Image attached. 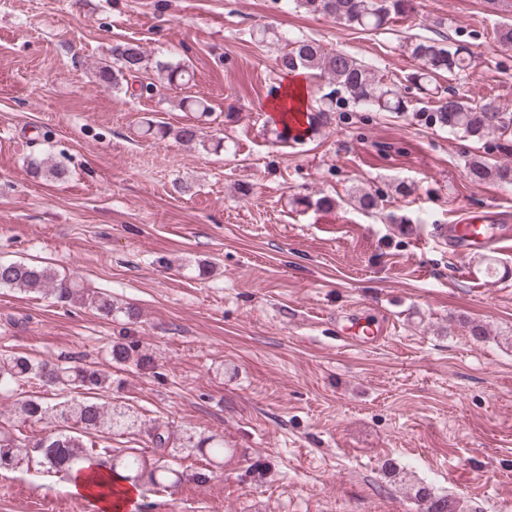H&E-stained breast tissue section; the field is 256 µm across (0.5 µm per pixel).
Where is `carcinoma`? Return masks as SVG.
Listing matches in <instances>:
<instances>
[{"label": "carcinoma", "instance_id": "1", "mask_svg": "<svg viewBox=\"0 0 512 512\" xmlns=\"http://www.w3.org/2000/svg\"><path fill=\"white\" fill-rule=\"evenodd\" d=\"M285 5L304 8L337 23L362 31L385 29L393 20L412 10V0H284ZM285 50L276 59L279 73L290 76L299 71L327 81L330 91L314 100L307 109V126L292 131L289 125L274 131L280 143H298L314 137L332 121V115L352 106L363 111L403 113L410 109L409 100L394 83H387L376 75L374 69L343 50L324 47L309 37L286 39ZM410 56L418 69L410 78L418 89L431 99V104L418 109L430 125L447 128L466 136L482 140L494 136L504 139L498 145L503 152H512V142L507 135L512 132V111L495 101L472 103L464 100L453 89L432 85L436 77L448 74L462 78L472 65V57L461 45L452 46L427 38H414L406 43ZM115 67L99 68V84L119 87L123 72H136L147 68L149 56L140 44L122 42L112 48ZM158 71L164 73L169 86H182L192 78L189 68L180 62H156ZM144 134L156 140L169 137L188 146L219 152L224 149V139L204 140L194 125L168 127L146 123ZM30 168L37 174L46 171L61 179L65 171L48 164V160H30ZM469 174L475 181L495 179L502 184H512V165L491 164L476 159L469 164ZM0 288L39 292L62 305L80 304L96 310L106 318L120 313L112 298L92 292L78 280L59 275L48 267L21 261L0 260ZM108 355L117 364H135L143 369L150 366V358L132 342L120 338L111 343ZM37 381L53 387L63 394V400L49 405L39 398L17 402L13 419L0 422V469H31L42 473L62 474L72 478L92 472L99 465L111 475L98 477L97 489L101 494L112 492L111 479H121L138 486L148 485L155 492H166L177 486L184 472L175 467L174 458L182 453L201 454L208 467L190 474L198 483H206L212 475L211 467L224 463V439L186 433L176 448L169 447L170 433L156 425H146L128 410L66 396V392L79 388L106 392L112 387L109 376L88 365L71 362L48 363L19 354L0 355V391L6 392L19 382ZM42 424L37 433L25 434L22 427ZM146 430L154 445L153 455L147 456L136 448H114L112 436ZM411 497L419 503L421 512H461L459 503L452 498H438L429 488L411 486Z\"/></svg>", "mask_w": 512, "mask_h": 512}]
</instances>
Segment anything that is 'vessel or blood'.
I'll return each mask as SVG.
<instances>
[{"instance_id": "1", "label": "vessel or blood", "mask_w": 512, "mask_h": 512, "mask_svg": "<svg viewBox=\"0 0 512 512\" xmlns=\"http://www.w3.org/2000/svg\"><path fill=\"white\" fill-rule=\"evenodd\" d=\"M437 237L448 245L451 254L466 258L479 252L512 251V227L498 223L495 215L483 213L466 218L458 224H441ZM345 332L349 341L367 344L382 338L385 329L367 316L352 314Z\"/></svg>"}]
</instances>
